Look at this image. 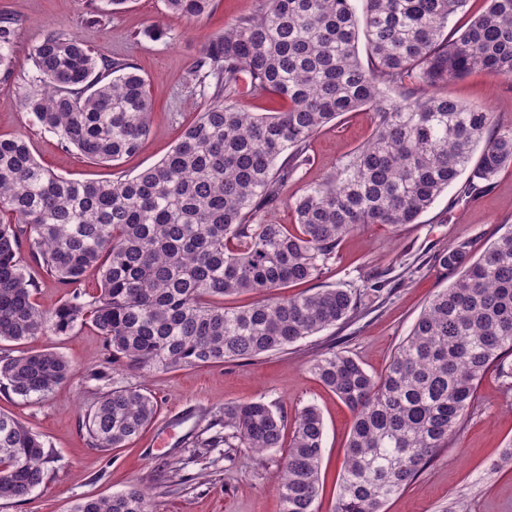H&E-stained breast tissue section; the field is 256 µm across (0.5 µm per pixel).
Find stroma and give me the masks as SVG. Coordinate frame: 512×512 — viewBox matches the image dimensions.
Here are the masks:
<instances>
[{
	"mask_svg": "<svg viewBox=\"0 0 512 512\" xmlns=\"http://www.w3.org/2000/svg\"><path fill=\"white\" fill-rule=\"evenodd\" d=\"M88 4L89 0H0V13L16 20L18 33L14 77L0 81V136L26 135L38 161L70 179L133 176L165 157L202 110L203 100L187 86L201 48L225 25L253 13L258 0H215L210 16L191 20L166 13L163 0H130L102 27L84 23ZM158 21L168 31L166 41L142 38V31ZM60 28L77 35L98 57L136 64L149 80L150 132L140 150L118 167L94 165L63 150L56 136L35 124L21 105L20 86L31 71V46ZM447 93L465 105L490 108L497 125L512 127V79L474 71L450 82ZM373 128L372 111L361 109L314 135L308 164L289 180L284 199L270 211V218L279 224L294 223L289 198L331 176L341 161L368 141ZM511 228L510 166L477 197L465 196L462 183L450 186L418 223L358 229L342 240L335 262L314 285L360 288L367 279L380 276L388 282L389 295L366 298L360 316L344 326L249 361L144 375L129 369L113 371L101 338L87 327L33 339L29 349L61 354L74 364L77 375L39 400L0 389V410L32 426L56 456L44 484L26 501H1L0 512H71L84 498L133 487L149 492L154 512H280L275 485L283 449L255 456L241 448L195 444L198 435L223 418L225 405L259 398L275 403L291 419L306 406L318 408L325 426V451L316 509L336 512L353 416L311 373L313 359L332 347L348 352L369 374L382 375L428 300L457 278L456 272L434 264V252L462 244L477 258ZM114 384L146 387L158 411L135 441L101 450L90 443L82 419L100 393ZM511 441L512 389L492 369L478 383L459 432L408 489L386 502L385 512H512V461L503 460Z\"/></svg>",
	"mask_w": 512,
	"mask_h": 512,
	"instance_id": "stroma-1",
	"label": "stroma"
}]
</instances>
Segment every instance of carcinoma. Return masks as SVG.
I'll use <instances>...</instances> for the list:
<instances>
[{"label":"carcinoma","instance_id":"carcinoma-1","mask_svg":"<svg viewBox=\"0 0 512 512\" xmlns=\"http://www.w3.org/2000/svg\"><path fill=\"white\" fill-rule=\"evenodd\" d=\"M127 0H90L104 24ZM167 13L210 14L215 0H163ZM261 0L200 51L191 91L206 102L171 151L137 175L79 181L35 158L24 135L0 136V341L62 336L78 326L100 336L112 361L145 373L251 360L354 317L365 288L279 290L318 279L340 241L363 224H413L459 176L476 196L512 164V127L495 129L486 108L443 88L474 70L512 79V0L448 35L469 0ZM14 20L0 13V79L13 76ZM364 40L367 61L358 51ZM23 105L65 150L116 166L150 130L148 82L126 59H105L73 35L53 31L30 51ZM281 102L247 112L241 89ZM396 90L391 99L387 91ZM370 109L375 127L323 183L290 202L295 225L261 216L307 164L309 140L337 117ZM479 157H474L476 149ZM459 274L434 295L375 378L345 351L311 364L353 413L337 512H383L459 430L479 380L495 366L512 378V229L477 259L465 246L432 256ZM69 288L51 307L36 299L29 267ZM96 294L80 285L88 271ZM250 293L227 308L224 297ZM75 377L51 350L0 351V383L43 398ZM139 386L101 393L82 426L98 448H121L155 418ZM224 445L261 456L282 446L287 420L262 399L224 406ZM324 424L314 406L295 418L279 464L281 512H315ZM52 450L0 411V500H26L45 481ZM139 488L87 498L72 512H149Z\"/></svg>","mask_w":512,"mask_h":512}]
</instances>
